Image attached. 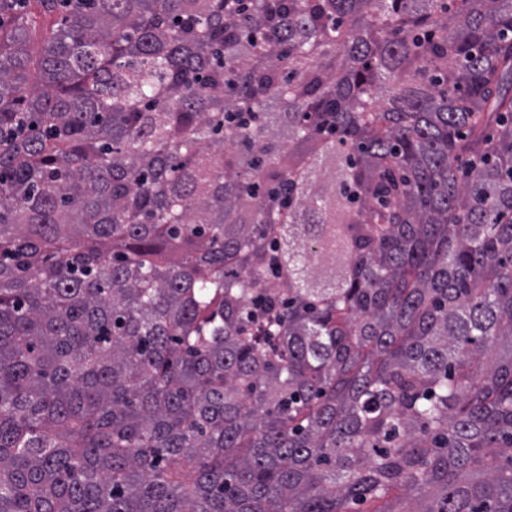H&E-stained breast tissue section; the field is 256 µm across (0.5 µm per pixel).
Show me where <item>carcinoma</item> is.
I'll list each match as a JSON object with an SVG mask.
<instances>
[{"label":"carcinoma","mask_w":512,"mask_h":512,"mask_svg":"<svg viewBox=\"0 0 512 512\" xmlns=\"http://www.w3.org/2000/svg\"><path fill=\"white\" fill-rule=\"evenodd\" d=\"M365 503L512 512V0H0V512Z\"/></svg>","instance_id":"1"}]
</instances>
